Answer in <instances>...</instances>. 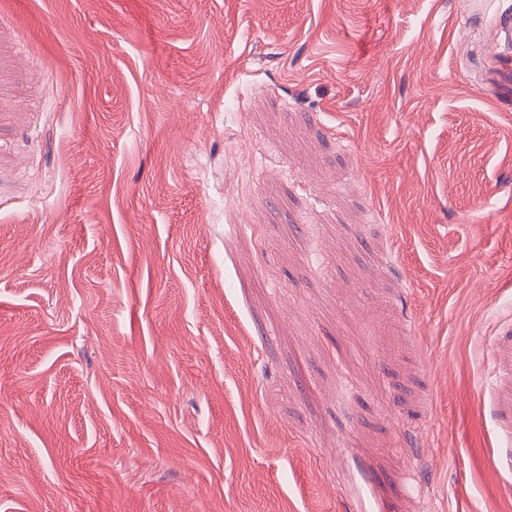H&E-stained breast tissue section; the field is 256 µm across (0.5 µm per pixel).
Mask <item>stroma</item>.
I'll return each instance as SVG.
<instances>
[{"instance_id": "1", "label": "stroma", "mask_w": 512, "mask_h": 512, "mask_svg": "<svg viewBox=\"0 0 512 512\" xmlns=\"http://www.w3.org/2000/svg\"><path fill=\"white\" fill-rule=\"evenodd\" d=\"M512 0H0V512H512Z\"/></svg>"}]
</instances>
